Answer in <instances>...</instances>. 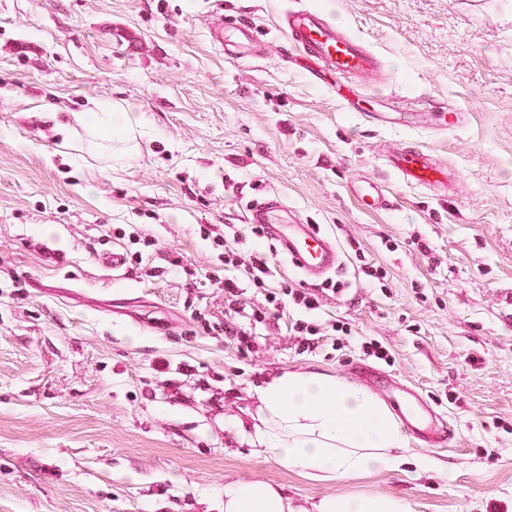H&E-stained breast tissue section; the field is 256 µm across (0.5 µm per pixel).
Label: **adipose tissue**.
<instances>
[{"mask_svg": "<svg viewBox=\"0 0 512 512\" xmlns=\"http://www.w3.org/2000/svg\"><path fill=\"white\" fill-rule=\"evenodd\" d=\"M76 121L88 136L118 130L122 144L112 155L131 153L133 130L140 119L120 103L88 100ZM261 405L255 441L263 453L301 471L339 477L373 467H395L404 436L392 415L363 387L319 373H285L259 391ZM279 490L262 482L231 481L224 485V512H285ZM317 512H407L384 496H329Z\"/></svg>", "mask_w": 512, "mask_h": 512, "instance_id": "obj_1", "label": "adipose tissue"}]
</instances>
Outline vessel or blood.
<instances>
[{
  "label": "vessel or blood",
  "instance_id": "vessel-or-blood-1",
  "mask_svg": "<svg viewBox=\"0 0 512 512\" xmlns=\"http://www.w3.org/2000/svg\"><path fill=\"white\" fill-rule=\"evenodd\" d=\"M285 32L295 47L319 64L320 72L344 79L379 74L381 63L362 41L345 34L338 25L326 22L317 13L300 10L285 19ZM386 167L407 185L436 194L446 193L454 176L447 166L424 150L396 147L384 157ZM356 194L368 211L384 209L387 200L380 188L370 182L359 185ZM281 207L277 199L251 205L248 221L265 225L270 236L280 242L291 263L307 276H320L332 271L341 262L337 240L319 232L314 225L294 222L280 224L276 213ZM398 406L411 434L422 440L435 438L438 429L432 412L410 388H403Z\"/></svg>",
  "mask_w": 512,
  "mask_h": 512
}]
</instances>
